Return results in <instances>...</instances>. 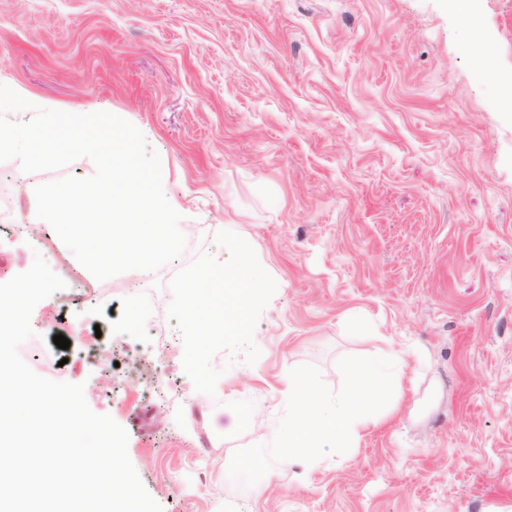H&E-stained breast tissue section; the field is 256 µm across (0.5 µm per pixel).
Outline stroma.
<instances>
[{
    "label": "stroma",
    "instance_id": "1",
    "mask_svg": "<svg viewBox=\"0 0 512 512\" xmlns=\"http://www.w3.org/2000/svg\"><path fill=\"white\" fill-rule=\"evenodd\" d=\"M0 85L115 114L160 158L186 249L104 281L50 225L22 230L37 185L93 162H0V283L38 256L62 271L18 353L126 430L163 512H512V0H0ZM223 230L277 289L258 360L216 353L211 397L167 306ZM387 353L392 399L346 453L230 479L273 439L293 368L336 391L340 358ZM227 407L240 428L213 433Z\"/></svg>",
    "mask_w": 512,
    "mask_h": 512
}]
</instances>
